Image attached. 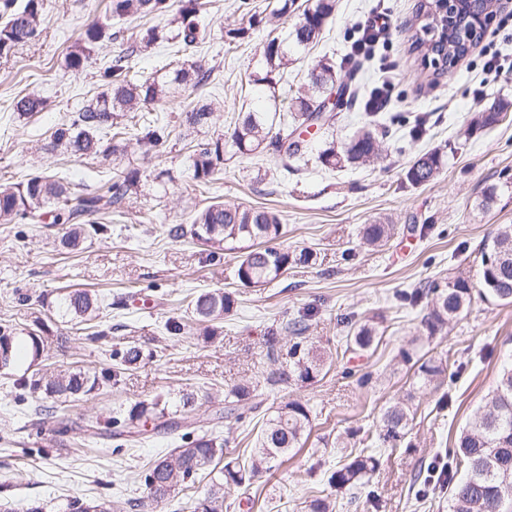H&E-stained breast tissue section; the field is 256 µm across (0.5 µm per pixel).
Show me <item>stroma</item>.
Returning a JSON list of instances; mask_svg holds the SVG:
<instances>
[{"instance_id": "1", "label": "stroma", "mask_w": 512, "mask_h": 512, "mask_svg": "<svg viewBox=\"0 0 512 512\" xmlns=\"http://www.w3.org/2000/svg\"><path fill=\"white\" fill-rule=\"evenodd\" d=\"M421 0H336V10L318 44L288 67V76L274 85L253 83L264 69L263 40L269 31L262 20L282 0H204L207 27L199 47L174 53L161 43L134 57L137 69L153 72L159 63H195L209 70L206 84L187 89L161 104L170 123L166 148L159 153L130 149L128 158L143 180L122 215L112 218V232L85 240L78 254H63L61 224L0 222V329L20 331L34 320L44 324L42 364L55 368L78 366L98 371L111 366L113 348L138 345L144 356L120 382L72 402L66 415L72 424L60 433L58 419L38 415L39 396L18 405L13 388L0 378V478L12 476L11 488H0V503L16 512L37 502L43 512H65L68 496H107L114 512H130L128 502L142 497L140 473L150 462L179 445L176 434H156L115 453L84 442L85 425L102 420L133 403L158 394L198 396L196 419L208 424L214 403L236 384L254 386L265 407L298 399L307 402L312 424L302 449L288 462L259 474L235 512H308L314 492L327 487L325 472L339 459L337 438L361 450L381 430L385 409L409 400L415 419L405 447L377 449L381 464L370 478L375 503L332 492L335 512H448L447 491L418 499L414 478L421 467L446 463L460 430L473 418L484 396L495 385L500 365L512 359V304L473 299L467 312L424 343L430 357L447 363L448 373L431 386L415 385L400 357L421 334V310L400 306V292L419 288L435 278L476 276L478 248L497 225L512 224V76L478 92L476 76L483 57L474 49L451 72L431 81L410 44L418 27ZM108 0H44L38 43L20 47L14 58L0 60V183L33 172L62 171L74 184L96 189L91 171H109L112 159L47 154L39 141L72 116L100 90L98 71L117 51L135 45L140 29L166 26L167 16L144 19L110 15ZM388 15L391 39L384 50L393 65L381 74L370 63L355 65L347 55L353 33L374 12ZM99 22L110 38L96 43L85 70L70 71L65 55L84 27ZM247 28L248 37L224 39L221 29ZM335 68L348 84L352 98L338 111L329 137L343 146L366 123V114L353 101L387 84L388 114L427 117V130L411 138L406 126L395 123L381 142L378 159L359 167L324 168L318 154L324 139L306 135L304 154L290 170L269 162L265 183L251 180L259 161L250 156L226 158L213 185L196 186L185 170L190 145L226 132L239 113L277 103L287 111L291 99L307 90L309 72L318 60ZM26 92L41 96L43 111L20 116L12 99ZM218 99L208 127L186 131L180 112L190 104ZM507 104L497 126L466 135L472 113ZM438 149L445 167L433 182L410 186L405 173L418 155ZM169 171L167 194L156 197L149 175ZM498 185L496 203L480 210L483 189ZM227 204L279 210L283 229L278 240L288 251L308 249L316 259L293 265L277 281L262 287L242 285L236 269L239 251L210 255L209 247L168 237L171 224L190 223L196 210L211 197ZM389 218L398 232L375 251L365 248L360 229ZM137 225L138 234L127 231ZM77 284L104 295L99 313L112 328L102 341L72 338L70 325L58 314L62 287ZM223 288L236 292L233 312L216 324L214 342L204 343L195 331L170 338L167 319L190 314L189 301L200 292ZM305 316L307 341L318 351L334 353L347 328L343 316L355 322L374 321L383 333L378 346L358 354L335 357L329 371L310 385L297 382L272 389L265 378L275 364L265 345L269 328H281L279 352L292 343L283 327ZM369 372L373 381L361 386Z\"/></svg>"}]
</instances>
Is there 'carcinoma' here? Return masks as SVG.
<instances>
[{
    "mask_svg": "<svg viewBox=\"0 0 512 512\" xmlns=\"http://www.w3.org/2000/svg\"><path fill=\"white\" fill-rule=\"evenodd\" d=\"M43 0H0V58H8L15 50L38 41L42 30L39 18ZM493 0L470 4L461 0L463 14L472 21L492 11ZM110 13L116 17L162 15L169 11V0H110ZM335 0H317L314 8L305 10L286 36L268 38L263 46L264 74H257L253 82H272L274 74H284L290 64V51L305 49L322 38L326 23L333 15ZM202 3L200 0H178V9L172 19L174 29L168 31L150 26L140 31L138 42L131 49L112 55L99 72L102 90L94 102L79 108L75 115L55 127L50 140L41 146L48 153L68 154L72 157L95 154L122 157L134 142L145 152L161 151L170 135L168 125L154 114V106L175 98L188 86L205 83L210 71L198 65L168 64L150 77L132 72L133 54L145 52L162 42H170L178 51L197 47L201 40ZM106 37L105 28L97 22L88 24L80 42L66 57V67L79 72L90 58L91 46ZM311 91L291 99L289 115L279 112L248 111L237 117L229 132L192 146L186 157V170L199 186L207 187L224 168V156L264 155L273 160L292 159L302 154L304 140L298 135L315 127L322 129L332 115L325 112L327 91L336 87L334 67L319 62L310 73ZM38 95L16 97L12 110L20 115H33L43 108ZM504 107L475 112L470 117L467 133L472 134L495 126ZM121 112L138 113L135 132L119 125ZM215 107L203 103L185 108L180 113L179 125L195 130L209 126ZM380 141L375 131L357 133L340 151L331 144L319 154L323 167L334 170L347 165H365L378 157ZM444 165L443 153L433 150L418 158L406 172V180L413 186L433 181ZM142 181L137 168H118L107 176L96 190H77L67 177L58 172L31 175L17 183H0V219L24 224H42L44 217L53 214V223L66 225L61 238L64 248L74 250L80 242L104 235L108 225L105 216L122 208ZM279 212L252 206L226 205L216 200L198 211L188 226L173 224L167 235L180 240L190 238L216 251L236 249L239 243H248L237 266L238 280L245 286L270 284L281 277L292 264H308L316 259L313 253L285 251L271 242L282 233ZM394 234V225L384 221L366 224L362 239L370 246H382ZM486 300L512 303V224L498 226L492 239L480 250L478 282L458 276L451 280L433 279L424 287L403 291L397 299L409 308H421V326L433 336L451 321L459 318L471 305L473 293ZM102 299L82 289L59 294L58 309L69 319L76 335L87 334L91 340L109 335L110 329L93 323L98 317ZM235 294L216 289L196 296L192 301L191 320L201 324L214 322L236 307ZM43 322L34 321V327L21 336L0 332V372L14 377L15 400L22 402L28 394L42 393L51 399L44 411L59 418L62 431H68L64 417L66 403L116 383L125 370L143 356L137 345L127 344L112 351V367L101 372L81 370H41L31 374L15 375L21 347L31 353V362L41 358L43 337L38 334ZM308 329L301 319L289 321L284 330L293 335L288 349V372L272 371L266 383L272 387L296 381L311 384L320 376L324 359L307 344L303 333ZM377 327L361 323L347 332L348 349L368 350L380 342ZM402 361L415 367L416 382L426 387L445 372L443 364L432 358H413L402 352ZM253 389L236 385L224 394V406L211 419L218 426L226 416L244 419L239 413L240 403L249 399ZM196 403L195 394L186 392L172 400L160 396L135 402L124 413L109 416L89 425L86 435L92 440L108 441L116 438L135 439L144 434L147 424L161 433L184 430L182 444L155 460L142 471L140 479L145 499L130 504L143 508L149 503L163 502L177 489L195 488L198 476L209 470L210 483L205 491L191 498V512H224L234 505L226 502L231 491L252 484L261 470H269L272 463L288 457L303 446L302 437L309 428L312 416L308 404L290 400L280 405L275 414L266 419L257 436L256 446L247 460L232 458L220 468L213 467L224 457L225 442L210 434L195 438V421L190 412ZM413 420L408 406L397 402L383 414V429L377 444L395 447L403 441ZM347 462L327 471V484L352 495L365 488L369 476L379 467V459L360 451L345 453ZM448 486V512H512V361L499 369L495 387L485 396L483 405L474 418L460 431L452 448V461L444 467L437 465L427 470L423 488L418 495L425 497L429 490ZM66 512H112L105 498L73 497L66 503Z\"/></svg>",
    "mask_w": 512,
    "mask_h": 512,
    "instance_id": "cac0c4a2",
    "label": "carcinoma"
}]
</instances>
